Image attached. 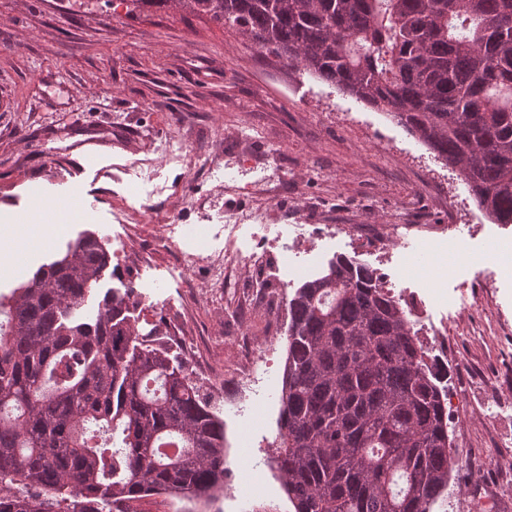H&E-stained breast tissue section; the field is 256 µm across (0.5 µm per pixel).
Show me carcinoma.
Returning a JSON list of instances; mask_svg holds the SVG:
<instances>
[{"mask_svg":"<svg viewBox=\"0 0 512 512\" xmlns=\"http://www.w3.org/2000/svg\"><path fill=\"white\" fill-rule=\"evenodd\" d=\"M383 112L512 224V0H180ZM88 233L0 294V512H136L224 488V422L140 333ZM274 462L294 512H431L448 405L402 304L348 257L288 301ZM169 497L165 495H154L134 503V508L138 512H156L165 509L168 504ZM162 512H190L186 511L183 506H179L176 502H170L168 508Z\"/></svg>","mask_w":512,"mask_h":512,"instance_id":"cac0c4a2","label":"carcinoma"}]
</instances>
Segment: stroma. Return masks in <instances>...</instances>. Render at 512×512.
Segmentation results:
<instances>
[{
	"instance_id": "1",
	"label": "stroma",
	"mask_w": 512,
	"mask_h": 512,
	"mask_svg": "<svg viewBox=\"0 0 512 512\" xmlns=\"http://www.w3.org/2000/svg\"><path fill=\"white\" fill-rule=\"evenodd\" d=\"M102 158L98 203L46 230L41 246L0 230V293H10L84 231L112 255L139 257L104 276L86 302L133 287L140 331L193 309L201 359L224 377L242 345L269 343L260 381L224 422L235 492L215 512H293L271 459L287 356L288 299L336 257L374 269L396 298H420L422 326L457 360L442 387L449 428L466 450L432 512H468L477 488L512 512V370L496 330L512 329V224L493 223L458 172L374 110L288 67L232 27L175 10L128 11L119 0H0V215L65 191L69 166ZM391 224L409 225L392 237ZM233 241L266 257L277 329L245 288L207 289L204 256ZM488 336L466 334L469 317Z\"/></svg>"
}]
</instances>
